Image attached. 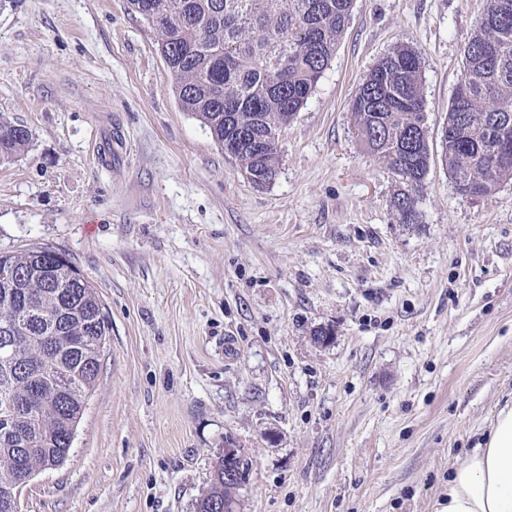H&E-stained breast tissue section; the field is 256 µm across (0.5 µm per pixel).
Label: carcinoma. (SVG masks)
Segmentation results:
<instances>
[{
	"label": "carcinoma",
	"mask_w": 512,
	"mask_h": 512,
	"mask_svg": "<svg viewBox=\"0 0 512 512\" xmlns=\"http://www.w3.org/2000/svg\"><path fill=\"white\" fill-rule=\"evenodd\" d=\"M354 0H127L158 34L183 111L195 115L248 178L277 174V140L330 65ZM423 64L408 45L383 56L351 101L362 145L406 185L392 206L415 220L414 194L429 168ZM442 129L457 190L486 197L512 180V0H489L464 45L463 70ZM32 133L0 119V161L19 157ZM1 260L24 273L0 285V512H18L17 489L65 463L100 373L108 319L94 288L61 254L28 249ZM197 504L237 499L225 464Z\"/></svg>",
	"instance_id": "cac0c4a2"
}]
</instances>
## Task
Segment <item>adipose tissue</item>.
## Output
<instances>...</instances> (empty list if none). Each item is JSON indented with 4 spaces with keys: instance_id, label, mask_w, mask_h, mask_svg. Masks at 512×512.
I'll list each match as a JSON object with an SVG mask.
<instances>
[{
    "instance_id": "obj_1",
    "label": "adipose tissue",
    "mask_w": 512,
    "mask_h": 512,
    "mask_svg": "<svg viewBox=\"0 0 512 512\" xmlns=\"http://www.w3.org/2000/svg\"><path fill=\"white\" fill-rule=\"evenodd\" d=\"M435 512H512V399L450 470L448 494Z\"/></svg>"
}]
</instances>
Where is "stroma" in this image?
Wrapping results in <instances>:
<instances>
[{
  "label": "stroma",
  "mask_w": 512,
  "mask_h": 512,
  "mask_svg": "<svg viewBox=\"0 0 512 512\" xmlns=\"http://www.w3.org/2000/svg\"><path fill=\"white\" fill-rule=\"evenodd\" d=\"M488 5L354 0L257 186L126 0H0V116L32 132L0 163V254L61 253L109 322L70 455L20 512H196L229 439L251 460L240 512H434L512 397V180L462 195L441 145ZM401 44L431 148L410 224L349 107ZM116 130L127 152L98 154Z\"/></svg>",
  "instance_id": "35a3bbf8"
}]
</instances>
